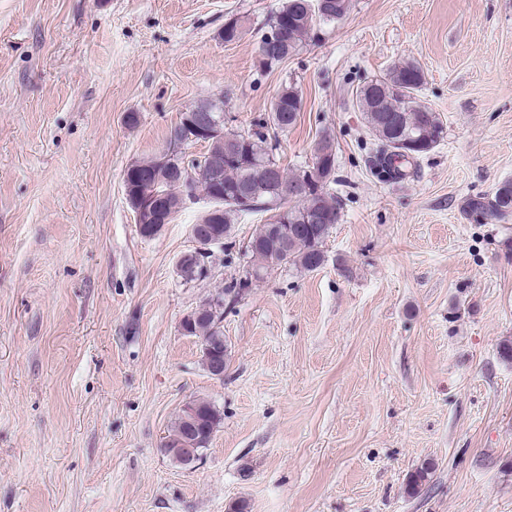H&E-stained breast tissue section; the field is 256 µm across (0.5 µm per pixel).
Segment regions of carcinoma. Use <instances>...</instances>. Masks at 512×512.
Masks as SVG:
<instances>
[{"instance_id": "carcinoma-1", "label": "carcinoma", "mask_w": 512, "mask_h": 512, "mask_svg": "<svg viewBox=\"0 0 512 512\" xmlns=\"http://www.w3.org/2000/svg\"><path fill=\"white\" fill-rule=\"evenodd\" d=\"M304 0H286L278 13L265 24V31L258 41L259 64L273 69L296 55L313 39L315 23L341 21L350 9V0H331L334 17L308 13L302 7ZM289 16L291 23L278 33L280 54L265 55L267 34L279 26L281 14ZM244 34L239 17L224 23L221 33L226 43L238 41ZM424 82V74L415 61L400 62L385 73L367 79L355 90V105L363 112L373 143V175L382 183L397 184L408 177L407 167L412 160L398 150L407 142L408 151L419 158L433 151L444 141L446 127L440 115L419 103L417 96ZM302 109V96L293 83L284 84L271 102L270 112L257 118L247 131H235L221 125L223 133L209 139V148L199 155L182 153L161 171L157 191L160 209L155 223L144 227V236H156L162 225L170 223L184 208V198L202 193L206 198L215 197L216 187L224 189L220 203L221 222L210 225L216 235L224 239L225 247L232 246L234 224L242 215L263 212L269 217L257 227L249 240L245 254L250 256L251 271L244 280L236 281L215 291L205 303L190 312L187 336H196L202 342H211L224 349V302L234 299L260 280L267 272L282 265H292L312 272L325 261L323 245L333 225L339 223L340 205L329 194L335 181L336 144L334 138L324 135L315 144L312 163L293 172L280 166L277 159L279 134L288 131L298 120ZM235 135V150L228 151L224 137ZM155 167V160L135 162L128 167L124 177L125 193L132 197L138 193L141 175ZM305 183L316 186L310 193L297 198L288 197V186ZM462 214L468 221L508 222L512 219V179L497 184L490 194H475L465 199ZM319 223H312V217ZM271 224H289L294 233L288 244L276 245L268 234ZM213 254L196 249L181 256L178 262L180 276L187 282L210 277ZM197 416V432L202 435V447H207L221 416L211 402L201 399ZM431 468L427 465L415 470L406 484V493L416 496L430 480Z\"/></svg>"}]
</instances>
